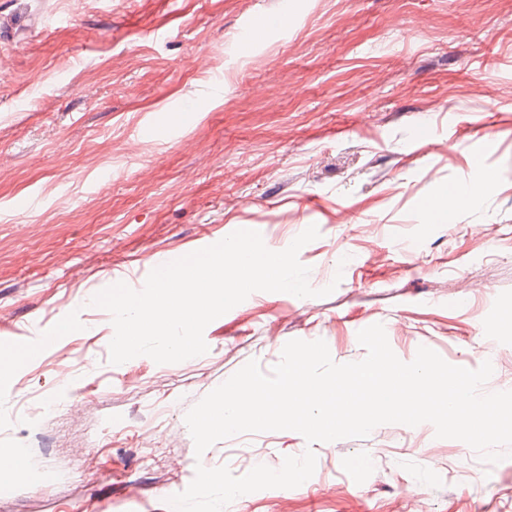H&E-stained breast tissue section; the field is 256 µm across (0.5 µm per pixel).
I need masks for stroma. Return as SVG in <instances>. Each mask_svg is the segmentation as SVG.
<instances>
[{
    "label": "stroma",
    "mask_w": 512,
    "mask_h": 512,
    "mask_svg": "<svg viewBox=\"0 0 512 512\" xmlns=\"http://www.w3.org/2000/svg\"><path fill=\"white\" fill-rule=\"evenodd\" d=\"M265 17L262 36L247 35ZM471 198L432 224L442 186ZM299 261L326 297L257 291L205 354L109 361L118 282L237 230ZM512 0H0V453L27 467L0 512H172L196 465L237 476L313 449L295 488L224 512H512L491 464L432 424L307 445L243 433L203 455L185 415L293 339L363 360L360 330L512 390ZM72 317L80 330L55 328Z\"/></svg>",
    "instance_id": "1"
}]
</instances>
